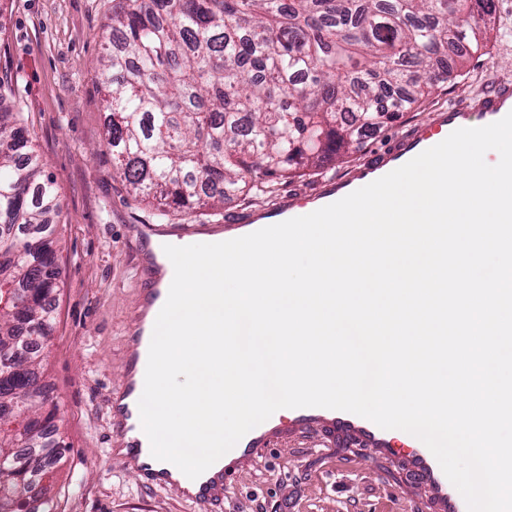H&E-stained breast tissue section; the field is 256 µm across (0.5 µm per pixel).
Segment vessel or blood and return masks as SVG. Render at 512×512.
I'll use <instances>...</instances> for the list:
<instances>
[{
	"instance_id": "b4317fda",
	"label": "vessel or blood",
	"mask_w": 512,
	"mask_h": 512,
	"mask_svg": "<svg viewBox=\"0 0 512 512\" xmlns=\"http://www.w3.org/2000/svg\"><path fill=\"white\" fill-rule=\"evenodd\" d=\"M511 112L512 81L503 79L488 93L436 111L428 124L415 128L375 154L372 161L351 178L327 182L323 191L309 203H292L282 210L260 214L258 223L245 226L244 231L250 234L257 231L259 225H275L312 213L399 168L442 142L452 131L486 126ZM166 236V230L159 226L141 224L135 229L132 247L139 252L146 251L153 241H164ZM167 296V289L154 280L148 281L141 290L132 316L133 325L125 338L121 380L108 393L112 413L111 461L135 474L144 488H168L180 499L191 502L198 512H210L215 503L227 500L230 486L242 470L252 466L274 441L292 436L313 438L338 434L359 438L377 458H401L419 491L418 512H468L465 500L424 444L402 449L393 447L389 431L345 411L319 407L289 410L287 422L256 426L211 471L194 480L173 464L155 459L141 426L138 401L144 389L150 331Z\"/></svg>"
}]
</instances>
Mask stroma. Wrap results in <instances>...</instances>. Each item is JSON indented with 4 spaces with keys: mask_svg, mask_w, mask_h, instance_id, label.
<instances>
[{
    "mask_svg": "<svg viewBox=\"0 0 512 512\" xmlns=\"http://www.w3.org/2000/svg\"><path fill=\"white\" fill-rule=\"evenodd\" d=\"M112 0H9L0 18V75L7 102L25 113L45 172L59 195L55 323L45 342L44 380L63 439L55 467L56 512H197L164 488L145 489L114 467L107 394L121 378L123 342L145 283L144 257L130 237L139 224H187L215 233L260 212L313 196L348 175L392 140L428 122L433 110L512 77V0H493L484 16L488 52L417 110L362 138L363 148L280 185L275 198L250 195L223 209L198 207L158 218L112 166L104 141L107 111L98 60L108 38ZM230 512H413L398 460L361 450L337 456L326 439L275 443L231 490Z\"/></svg>",
    "mask_w": 512,
    "mask_h": 512,
    "instance_id": "1",
    "label": "stroma"
}]
</instances>
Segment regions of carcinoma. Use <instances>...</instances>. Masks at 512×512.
Returning <instances> with one entry per match:
<instances>
[{"mask_svg": "<svg viewBox=\"0 0 512 512\" xmlns=\"http://www.w3.org/2000/svg\"><path fill=\"white\" fill-rule=\"evenodd\" d=\"M489 0H118L100 60L105 140L129 188L165 218L319 168L420 106L486 47ZM0 473L13 512H53L57 438L41 417L43 344L59 278L53 182L23 113L1 106ZM41 485L28 508L24 481Z\"/></svg>", "mask_w": 512, "mask_h": 512, "instance_id": "cac0c4a2", "label": "carcinoma"}]
</instances>
